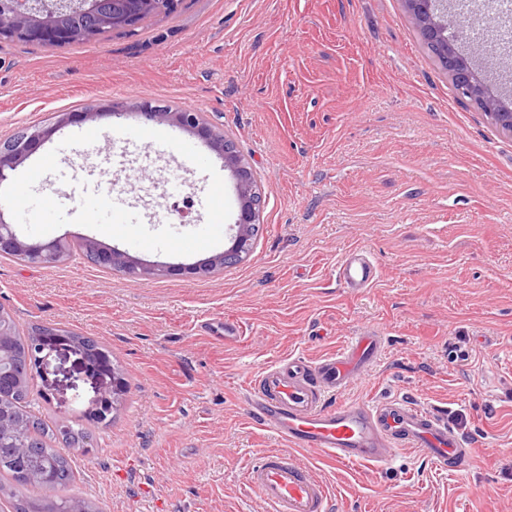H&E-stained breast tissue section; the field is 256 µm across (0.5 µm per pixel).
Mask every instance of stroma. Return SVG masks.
<instances>
[{"mask_svg": "<svg viewBox=\"0 0 512 512\" xmlns=\"http://www.w3.org/2000/svg\"><path fill=\"white\" fill-rule=\"evenodd\" d=\"M477 27L456 48L512 108V55L487 54L496 14ZM107 102L120 114L96 120L95 143L64 146L78 124L45 143L60 165L37 193L75 209L77 182L99 184L149 229L170 214L180 231L205 224L209 175L113 135L152 103L201 113L233 139L262 203L247 259L211 274L186 268L230 238L178 257L75 223L44 236L73 246L66 261H0L1 309L96 339L128 384L115 420L93 428L92 453L75 459L83 496L104 512H265L245 472L285 443L255 425L251 380L373 326L384 352L344 399L404 398L444 415L474 465L440 469L410 450L379 469L295 458L333 487L336 512H512V137L455 90L402 0H182L87 43L0 41V140ZM87 239L184 269L133 281L76 252ZM354 249L378 269L356 296L336 279ZM227 320L240 343L215 335ZM35 381L41 411L59 420L110 384L72 350Z\"/></svg>", "mask_w": 512, "mask_h": 512, "instance_id": "stroma-1", "label": "stroma"}]
</instances>
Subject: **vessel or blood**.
<instances>
[{"label": "vessel or blood", "mask_w": 512, "mask_h": 512, "mask_svg": "<svg viewBox=\"0 0 512 512\" xmlns=\"http://www.w3.org/2000/svg\"><path fill=\"white\" fill-rule=\"evenodd\" d=\"M337 275L360 293L376 279L369 253L350 251ZM384 349L380 330L352 337L335 354L310 360L288 356L262 370L251 382L247 402L259 426L284 441L246 471V483L267 512H334L326 482L292 456L311 451L339 464L379 469L399 450L410 449L439 467L468 469L473 450L440 415L405 399L375 403L343 402L340 394L368 375Z\"/></svg>", "instance_id": "b4317fda"}]
</instances>
